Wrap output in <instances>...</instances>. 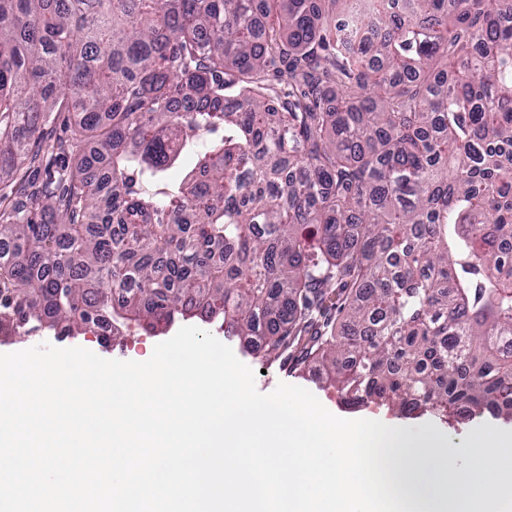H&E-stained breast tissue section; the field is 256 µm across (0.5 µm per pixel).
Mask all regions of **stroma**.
Returning a JSON list of instances; mask_svg holds the SVG:
<instances>
[{
	"instance_id": "1",
	"label": "stroma",
	"mask_w": 512,
	"mask_h": 512,
	"mask_svg": "<svg viewBox=\"0 0 512 512\" xmlns=\"http://www.w3.org/2000/svg\"><path fill=\"white\" fill-rule=\"evenodd\" d=\"M189 323L210 332L221 342L229 345L236 357L255 371V385L259 392L270 393L278 383L285 382L308 389L327 410L338 417L391 423L403 427L409 434L441 435L446 439L447 450L451 456L455 457L458 469L463 470L467 467L468 461L461 447L465 439L476 429L491 428L507 435L512 434V422L489 413L473 418H453L444 422L428 413L416 418H408L384 404L347 401L335 387L322 380L313 369H297L289 362L266 363L253 345L241 340L233 329L225 325L223 319L217 318L205 322L193 317L190 318ZM168 338V333H158L134 323L124 328L121 337L113 341L100 339L91 329L79 335H72L69 334L66 326L62 325L54 330L42 332L33 330L26 335H15L0 340V353L21 351L48 343L61 348L80 346L106 359L144 361L151 356L157 343Z\"/></svg>"
}]
</instances>
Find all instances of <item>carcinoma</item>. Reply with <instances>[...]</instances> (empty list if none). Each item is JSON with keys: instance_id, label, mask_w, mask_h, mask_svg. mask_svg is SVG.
Here are the masks:
<instances>
[{"instance_id": "obj_1", "label": "carcinoma", "mask_w": 512, "mask_h": 512, "mask_svg": "<svg viewBox=\"0 0 512 512\" xmlns=\"http://www.w3.org/2000/svg\"><path fill=\"white\" fill-rule=\"evenodd\" d=\"M45 157L0 193L1 333L198 310L512 419V0H0V183Z\"/></svg>"}]
</instances>
